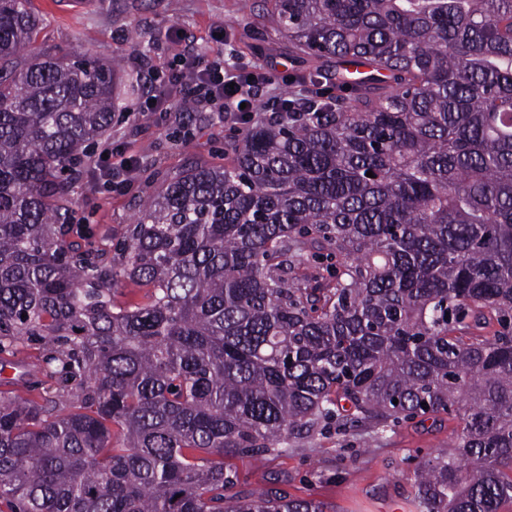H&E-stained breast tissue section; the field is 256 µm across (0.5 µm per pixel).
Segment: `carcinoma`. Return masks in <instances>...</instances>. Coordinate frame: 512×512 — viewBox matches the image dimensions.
Here are the masks:
<instances>
[{"mask_svg": "<svg viewBox=\"0 0 512 512\" xmlns=\"http://www.w3.org/2000/svg\"><path fill=\"white\" fill-rule=\"evenodd\" d=\"M315 63L291 94L145 196L104 245L67 240L66 173L112 129L119 61L37 45L0 0V512H330L232 492L331 426L462 415L410 512L512 503V0H274ZM373 172L374 177L366 176ZM148 302L118 306L125 280ZM426 406H421V403Z\"/></svg>", "mask_w": 512, "mask_h": 512, "instance_id": "carcinoma-1", "label": "carcinoma"}]
</instances>
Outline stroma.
<instances>
[{"mask_svg": "<svg viewBox=\"0 0 512 512\" xmlns=\"http://www.w3.org/2000/svg\"><path fill=\"white\" fill-rule=\"evenodd\" d=\"M45 25L43 46L93 58L125 61L117 86L119 112L106 142L118 157L137 164L132 185L107 188L94 167L82 170L76 191L79 203L68 238L99 240L133 223L142 196L189 163L220 165L224 140L245 123L200 109L149 113L139 126L123 113L143 103L153 74L168 72L177 46L165 38L171 24L186 35V52L204 62L261 67L268 80L262 101L299 91V77L309 61L272 28L244 32L243 0H33ZM462 423L459 418L424 415L367 439L363 430L331 429L317 437L310 451H291L257 468L245 456L225 458L236 476V492L246 494L279 481L289 494L330 503L336 512H390L406 501L416 466L448 447Z\"/></svg>", "mask_w": 512, "mask_h": 512, "instance_id": "obj_1", "label": "stroma"}]
</instances>
